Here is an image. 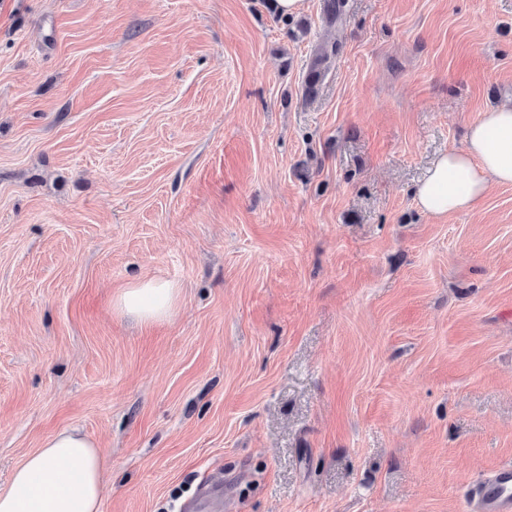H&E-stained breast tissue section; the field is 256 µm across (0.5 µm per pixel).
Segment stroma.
Here are the masks:
<instances>
[{
    "instance_id": "1",
    "label": "stroma",
    "mask_w": 512,
    "mask_h": 512,
    "mask_svg": "<svg viewBox=\"0 0 512 512\" xmlns=\"http://www.w3.org/2000/svg\"><path fill=\"white\" fill-rule=\"evenodd\" d=\"M274 2L0 0V490L71 428L102 512H465L512 464V186L414 195L512 102V0ZM178 289L158 278H140L131 282L115 297L120 314L147 324L169 318L175 308Z\"/></svg>"
}]
</instances>
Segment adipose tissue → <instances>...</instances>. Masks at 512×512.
<instances>
[{
    "mask_svg": "<svg viewBox=\"0 0 512 512\" xmlns=\"http://www.w3.org/2000/svg\"><path fill=\"white\" fill-rule=\"evenodd\" d=\"M512 185V104L484 112L465 144L439 155L416 189L417 205L438 218L472 210L494 187ZM178 290L158 278H140L116 296L122 315L147 324L171 316ZM104 458L76 429L47 438L12 472L0 491V512H101Z\"/></svg>",
    "mask_w": 512,
    "mask_h": 512,
    "instance_id": "ef3b65f1",
    "label": "adipose tissue"
}]
</instances>
